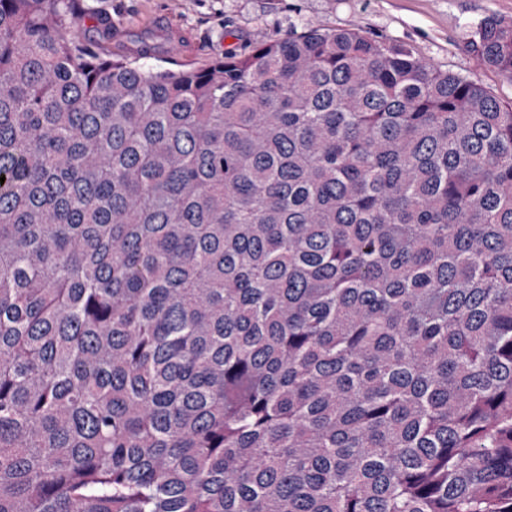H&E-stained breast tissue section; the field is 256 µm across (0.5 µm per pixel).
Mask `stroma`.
I'll list each match as a JSON object with an SVG mask.
<instances>
[{"instance_id": "35a3bbf8", "label": "stroma", "mask_w": 512, "mask_h": 512, "mask_svg": "<svg viewBox=\"0 0 512 512\" xmlns=\"http://www.w3.org/2000/svg\"><path fill=\"white\" fill-rule=\"evenodd\" d=\"M91 19L72 31L113 58L154 70L201 68L262 37L344 27L411 45L428 62L512 101V77L472 51L485 17L512 18V0H82ZM152 52L139 53L142 44Z\"/></svg>"}]
</instances>
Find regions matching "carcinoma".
<instances>
[{
    "mask_svg": "<svg viewBox=\"0 0 512 512\" xmlns=\"http://www.w3.org/2000/svg\"><path fill=\"white\" fill-rule=\"evenodd\" d=\"M0 0V512H512V102L353 29L146 71ZM512 77V19L472 43Z\"/></svg>",
    "mask_w": 512,
    "mask_h": 512,
    "instance_id": "carcinoma-1",
    "label": "carcinoma"
}]
</instances>
